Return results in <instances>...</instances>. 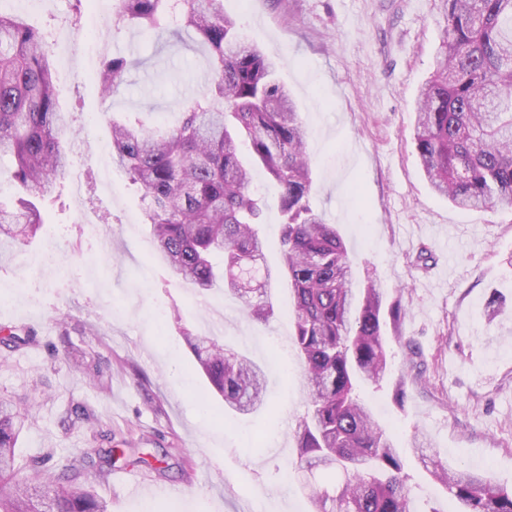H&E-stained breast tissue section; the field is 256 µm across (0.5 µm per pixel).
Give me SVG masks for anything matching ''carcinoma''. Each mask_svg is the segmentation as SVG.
Listing matches in <instances>:
<instances>
[{"mask_svg": "<svg viewBox=\"0 0 512 512\" xmlns=\"http://www.w3.org/2000/svg\"><path fill=\"white\" fill-rule=\"evenodd\" d=\"M442 2L445 36L416 109L420 167L432 190L457 206L512 208V0ZM117 13L159 38L178 35L170 29L175 19L209 52L206 92L181 105L177 123L153 124L133 112L106 125L113 164L143 191L155 258L202 296L224 287L254 322L273 316L271 284L287 279L291 339L308 392L295 466L339 476L331 491L312 489L317 512H414L399 454L357 393L388 370L385 290L372 281L354 287L336 227L310 206L307 133L275 61L238 37L223 0H118ZM130 66L124 56L102 58L96 76L107 94ZM79 134L59 112L50 32L0 12V159L12 161L0 181L20 192L8 204L0 200V253L43 229L38 203L61 199ZM244 147L281 188L277 268L265 261ZM0 331L11 351L33 341L29 332ZM182 335L225 409L248 414L262 403L261 367L216 336ZM26 421L0 400V512H109L92 480L112 470L114 448L47 454L25 467L17 443ZM432 476L457 512H512V487L442 466Z\"/></svg>", "mask_w": 512, "mask_h": 512, "instance_id": "cac0c4a2", "label": "carcinoma"}]
</instances>
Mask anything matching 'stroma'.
<instances>
[{"instance_id":"1","label":"stroma","mask_w":512,"mask_h":512,"mask_svg":"<svg viewBox=\"0 0 512 512\" xmlns=\"http://www.w3.org/2000/svg\"><path fill=\"white\" fill-rule=\"evenodd\" d=\"M70 2L0 0V11L64 34L59 106L84 129L64 207H46L44 232L0 262V327L34 333L19 350L0 345V397L31 413L20 460L98 444L99 430L63 423L82 405L112 434L115 464L94 483L111 512H315L289 473L307 391L289 342L287 284L275 285L264 325L222 290L198 296L153 259L141 189L119 171L112 195L98 189V161L112 152L103 123L135 111L175 123L182 102L204 90L208 53L156 42L113 15L68 28ZM224 13L278 63L308 132L310 203L337 226L356 279L377 280L387 304L405 308L385 326L389 373L359 393L399 452L414 512H455L430 474L436 462L512 487V210H464L435 194L413 140L419 90L445 36L441 0H224ZM94 38L140 61L110 97L82 69ZM253 176L266 261L276 267L280 189L262 169ZM87 220L97 237L84 233ZM51 247L62 269L33 271L30 259ZM186 329L217 334L261 365L265 407L225 412ZM419 444L433 462L421 460ZM156 457L163 469L150 467Z\"/></svg>"}]
</instances>
